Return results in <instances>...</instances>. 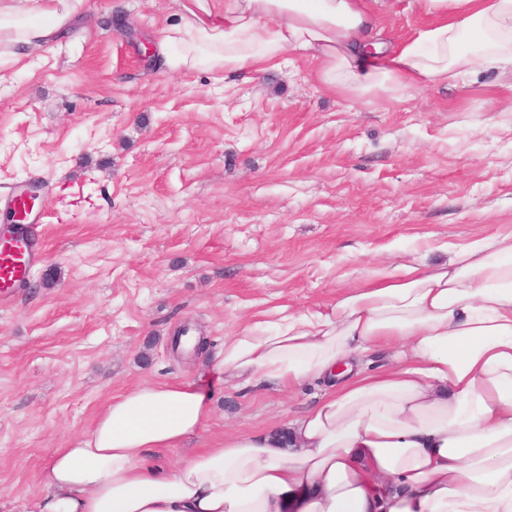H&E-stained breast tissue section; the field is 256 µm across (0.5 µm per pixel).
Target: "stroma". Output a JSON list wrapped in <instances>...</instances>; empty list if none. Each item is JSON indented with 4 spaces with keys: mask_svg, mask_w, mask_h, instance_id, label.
I'll return each instance as SVG.
<instances>
[{
    "mask_svg": "<svg viewBox=\"0 0 512 512\" xmlns=\"http://www.w3.org/2000/svg\"><path fill=\"white\" fill-rule=\"evenodd\" d=\"M387 0L379 39L428 25ZM174 0H87L75 28L0 54V200L40 184L42 254L0 288V512L41 495L38 472L112 395L190 380L212 413L187 448L296 418L324 390L220 382L243 325L304 312L439 247L512 235V69L369 102L327 90L304 53L225 76L174 71L154 35ZM208 352H173L181 328Z\"/></svg>",
    "mask_w": 512,
    "mask_h": 512,
    "instance_id": "1",
    "label": "stroma"
}]
</instances>
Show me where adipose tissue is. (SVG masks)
<instances>
[{
	"label": "adipose tissue",
	"mask_w": 512,
	"mask_h": 512,
	"mask_svg": "<svg viewBox=\"0 0 512 512\" xmlns=\"http://www.w3.org/2000/svg\"><path fill=\"white\" fill-rule=\"evenodd\" d=\"M161 27L176 70L260 73L291 49L320 83L377 99L512 66V0H416L434 22L403 46L370 43L368 0H191ZM82 0H0V48L51 45ZM392 362L371 371L368 353ZM218 374L326 390L286 431L240 432L167 467L196 436L210 398L195 383L114 395L91 431L43 464L35 512H512V236L447 260L400 263L334 303L246 324L225 337Z\"/></svg>",
	"instance_id": "adipose-tissue-1"
}]
</instances>
